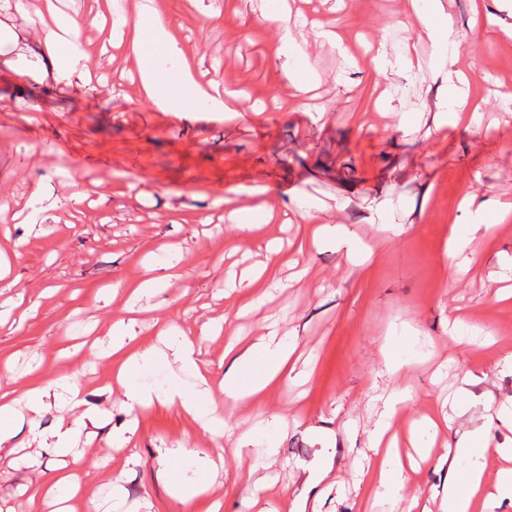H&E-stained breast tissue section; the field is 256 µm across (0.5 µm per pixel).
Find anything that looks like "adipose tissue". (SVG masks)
<instances>
[{
  "label": "adipose tissue",
  "instance_id": "adipose-tissue-1",
  "mask_svg": "<svg viewBox=\"0 0 512 512\" xmlns=\"http://www.w3.org/2000/svg\"><path fill=\"white\" fill-rule=\"evenodd\" d=\"M141 81L148 97L160 107L191 112L202 103L214 111L230 110L226 102L197 87L187 71L161 83L152 65L147 64L141 69ZM109 334L113 351L123 356L119 377L131 411L144 413L159 404H176L214 438L221 436L224 427V420L218 413L217 393L236 401L253 397L279 381L293 352L289 340L275 331H268L257 342L235 350L230 368L216 386L201 373L194 357L200 337L175 336L169 347L180 368L167 371L163 384L153 386L145 383L143 377L146 371L163 366L165 357L161 351L152 347L129 349V327L121 321L112 326ZM48 396L54 397L60 409L76 415L71 424L53 434L51 442L57 455H70L75 441L87 423L96 420L97 414L87 408L82 389L67 375L47 384H31L18 397L8 391L0 393V446L11 439L18 422L17 403H25L28 411L38 416L45 411L44 399ZM408 400L405 393L392 396L370 437L374 458L361 471L358 481L367 495L377 499L398 497L409 482L408 469L396 444L384 440L395 424L401 404ZM493 452L505 459L507 465L499 470L494 484L490 485L484 477L483 461ZM441 461L448 466L443 512H497L502 505L512 506V444L490 449L486 436L476 431L456 447L446 450Z\"/></svg>",
  "mask_w": 512,
  "mask_h": 512
}]
</instances>
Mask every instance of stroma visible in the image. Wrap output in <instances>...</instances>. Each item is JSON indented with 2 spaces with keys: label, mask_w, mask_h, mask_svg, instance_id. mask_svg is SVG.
Here are the masks:
<instances>
[{
  "label": "stroma",
  "mask_w": 512,
  "mask_h": 512,
  "mask_svg": "<svg viewBox=\"0 0 512 512\" xmlns=\"http://www.w3.org/2000/svg\"><path fill=\"white\" fill-rule=\"evenodd\" d=\"M42 0H26L10 31L0 32V304L29 306L23 321L0 323V389L78 376L102 417L74 448L84 501L108 504L121 474L122 512H208L210 501L182 503L207 481L223 512H357L355 470L371 455L369 436L385 396L413 395L405 422L417 425L403 449L416 460L409 490L439 505L448 469L438 459L470 429L486 425L491 444L511 432L486 417L512 400V37L497 23L512 0H442L451 16L448 53L471 83L441 128L431 118L447 101L437 74V45L409 15V0H58L61 15L99 16L86 25L76 57L51 68L37 53ZM120 9L130 24L142 13L164 22L182 56L156 55L173 76L188 64L197 81L235 95L237 107L264 104L252 122L206 108L166 112L145 95L138 51L112 26ZM300 26L310 50L284 62L272 13ZM311 78L312 92L291 95L290 75ZM448 102V101H447ZM265 188L273 220L236 228L224 199L254 204ZM476 196L481 211L461 209ZM347 226L370 248L350 257L331 243L313 247L297 209ZM493 224L459 256L444 259L455 228ZM277 255H269L270 247ZM163 267L155 295L132 300L137 284ZM133 317L134 347L158 344L165 326L208 331L198 361L222 379V330L240 344L268 328L294 334L295 370L249 404L220 400L228 429L210 440L181 409L157 405L130 418L99 359L83 341L109 345V327ZM483 382L459 395L460 415L438 429L427 416L448 410L466 373ZM284 416L273 425L272 416ZM136 420L134 462L110 444L113 430ZM253 443L240 447L243 433ZM275 442L278 455L263 450ZM182 444L187 456H165ZM0 458V512H31L29 491L42 478L22 465L40 451L28 424ZM223 455L200 471L198 453ZM270 474L266 493L244 507L249 470Z\"/></svg>",
  "instance_id": "1"
}]
</instances>
